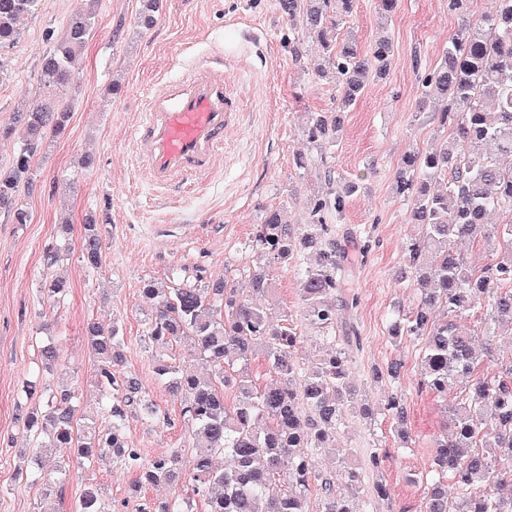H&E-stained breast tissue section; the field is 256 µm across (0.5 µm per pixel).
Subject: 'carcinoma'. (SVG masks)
<instances>
[{
  "instance_id": "carcinoma-1",
  "label": "carcinoma",
  "mask_w": 512,
  "mask_h": 512,
  "mask_svg": "<svg viewBox=\"0 0 512 512\" xmlns=\"http://www.w3.org/2000/svg\"><path fill=\"white\" fill-rule=\"evenodd\" d=\"M40 2L0 0V50L20 40V20L35 15ZM95 2L83 0L61 36L47 34L51 46L41 58L39 103L19 111L16 125L0 130V140L15 136L19 143L10 173L0 176V208H15L18 224L27 222L25 210L16 207L18 187L34 185L35 153L69 120L72 65L96 23ZM354 3L279 0L292 29L320 43L316 76L335 80L336 110L303 118L305 136L316 149L337 142L342 113L357 102L371 78L386 77L393 62L394 45L386 32L367 53L352 39L339 37L338 28ZM496 3L490 14L462 19L443 59L422 84L421 104L444 103L441 125L447 133L435 145L404 155L395 175L409 222L420 226L397 279L417 285L420 295L416 307L391 324L390 336L421 339L422 375L433 393L448 392L458 377L473 378L452 408L451 433L435 444L436 472L448 474L450 483L433 482L420 512H512V359L498 363L490 376L478 374L493 352L459 325L474 318L488 339L512 335V174L503 171V163L512 161V0ZM358 189L359 184L344 182L331 196L317 199L301 227L274 211L255 235V252L267 261L314 252V262L301 270L305 320L322 333L330 351L306 366L291 361L300 339L296 329L273 323L270 307L254 302L258 295L273 293L263 270H254L244 289L222 277L170 290L145 284L143 292L155 301L156 311L144 320L143 340L169 351L156 362L155 374L181 396L193 477L189 490L178 489L163 502L138 503L135 512H190L196 500L204 512H370L371 498L365 496L357 469H317L319 456L336 451V433L357 402L349 349L337 346L339 315L348 303L336 299L340 263L323 220L331 209L341 212ZM496 212L504 222L488 223ZM466 240L486 249L490 261L474 266L457 253V243ZM81 255L86 268L101 267L102 239L94 223L83 225ZM43 289L57 301L68 293L60 279H45ZM84 336L96 362V385L108 422L98 426L78 415L70 387L28 386L29 396L42 398V405L25 409L21 417L40 448L34 464L44 469L55 448H75L87 460L107 450L113 462L136 471L135 492L143 484L179 485L181 449L146 460L129 444L128 414L153 422L158 413L141 383L116 368L125 344L119 324L106 329L90 321ZM181 340L210 363L208 375L177 365L170 347ZM258 350L279 377L263 388L248 374ZM228 388L234 393L230 405ZM385 410L400 426L402 441H408L402 396L391 394ZM220 454L230 456L229 466H216ZM274 478L284 482L285 492L269 493ZM313 490L320 500L315 510L309 506ZM77 512H108L98 489L84 490Z\"/></svg>"
}]
</instances>
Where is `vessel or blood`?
Masks as SVG:
<instances>
[{"label":"vessel or blood","instance_id":"obj_1","mask_svg":"<svg viewBox=\"0 0 512 512\" xmlns=\"http://www.w3.org/2000/svg\"><path fill=\"white\" fill-rule=\"evenodd\" d=\"M242 109L223 70L211 65L159 83L132 131L137 163L153 189L167 191L209 174Z\"/></svg>","mask_w":512,"mask_h":512}]
</instances>
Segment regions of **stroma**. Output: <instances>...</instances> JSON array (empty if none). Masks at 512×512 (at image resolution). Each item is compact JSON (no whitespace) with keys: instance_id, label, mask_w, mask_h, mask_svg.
<instances>
[{"instance_id":"35a3bbf8","label":"stroma","mask_w":512,"mask_h":512,"mask_svg":"<svg viewBox=\"0 0 512 512\" xmlns=\"http://www.w3.org/2000/svg\"><path fill=\"white\" fill-rule=\"evenodd\" d=\"M79 4L41 0L39 11L22 20L20 41L0 50V128L12 126L19 108L38 99L47 35L62 33ZM145 9L146 0H98L96 24L73 74L66 129L34 156L35 187L18 191L28 221L16 223L11 211L0 209V512H33L43 493L42 483L28 475L36 450L15 419L26 381L74 385L79 410L101 414L94 359L84 338L92 320L121 325L126 344L120 370L141 380L163 416L156 423L129 418L132 447L147 459L181 449L182 473L191 475L181 402L155 374L157 355L142 341L143 322L155 310L142 288L150 280L173 288L181 280L193 284L219 276L244 287V269L256 258L251 245L258 225L279 208L304 218L323 192L321 169H297L295 159L310 151L301 132L304 113L333 111L337 92L309 68L318 55L315 43L304 42L301 59L289 51L292 31L277 0H159L148 28L139 22ZM461 20L449 11L448 0H399L388 21L394 44L390 74L368 82L344 113L336 146L326 152L325 164L335 177L360 185L343 214L327 215L326 222L342 252V295L355 301L336 333L360 339L350 377L373 410L369 418L351 416L336 444L359 465L366 487L381 479L387 483L389 498L375 500L372 512H419L434 475V440L447 429L449 408L463 392L457 386L439 396L422 385L420 341L389 334L391 323L417 302L416 289L394 280L418 233L394 176L406 152L430 147L445 133L438 110L420 107V91ZM340 32L367 51L378 33L376 0H356ZM216 55L240 81L242 122L199 188L163 197L135 168L130 130L154 83ZM90 216L103 243L102 265L94 273L85 268L80 250ZM56 244L66 252L52 274L69 286L57 302L41 289L42 255ZM176 268L183 271L178 281L171 276ZM267 273L277 318L288 320L302 337L294 360L307 363L320 341L304 319L298 271L279 261ZM47 344L59 356L51 375L38 356ZM394 359L403 364L399 381L375 380L374 372ZM394 392L403 395L407 410L413 438L407 449L400 448L385 411ZM54 454L69 468L55 512H75L88 486L98 488L110 512H128L123 503L131 497L134 477L110 455L87 461L71 448Z\"/></svg>"}]
</instances>
